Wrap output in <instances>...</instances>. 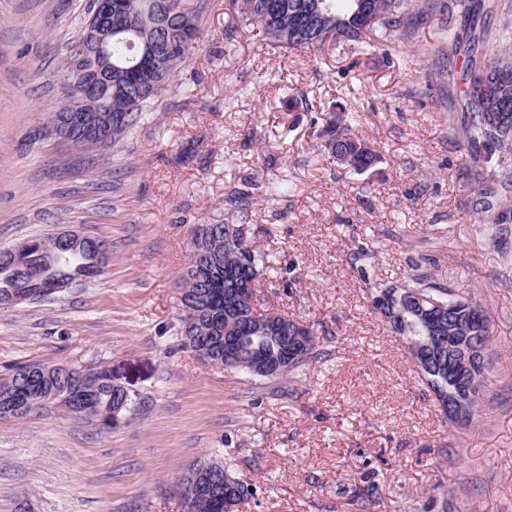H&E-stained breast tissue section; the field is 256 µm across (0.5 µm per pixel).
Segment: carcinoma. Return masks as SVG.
<instances>
[{"instance_id": "cac0c4a2", "label": "carcinoma", "mask_w": 512, "mask_h": 512, "mask_svg": "<svg viewBox=\"0 0 512 512\" xmlns=\"http://www.w3.org/2000/svg\"><path fill=\"white\" fill-rule=\"evenodd\" d=\"M170 20L181 31V43L172 50L160 53L152 62L144 63L142 38L144 26L150 21L157 7L154 0H123L125 16L112 25V112H126L125 123L112 127V142H118L138 121L142 112L157 97L182 64L190 61L200 50V34L197 26L198 8L187 0H163ZM402 0H380L382 15L373 23L356 12V0H324L322 14L315 18L310 30L288 31V14H296L314 3V0H233L232 8L239 11L243 19L258 26L267 39L288 50L323 51L341 41L362 42L377 28L389 29L401 25L397 10ZM467 89L463 111L466 112L464 134L470 144L484 141L495 144L504 151L512 150V62L496 59L483 64L470 61L466 67ZM355 116L340 108L326 120L324 149L336 162L350 173L360 175L373 169L380 162L378 151L352 133ZM224 230L222 244L216 247L212 263L203 265L197 253L190 255L189 264L181 280L182 290L188 300L182 309V325H196L197 336L188 347L194 351L212 350L224 345V340L207 334L206 320L224 315V299L211 298L198 293L200 278H205L213 288H233L232 279H224L230 272L246 279L257 280L268 256L246 241L241 224H199L196 233L202 235L212 228ZM32 253L41 254L43 263L31 266V276L57 275L74 280L90 278L99 273L101 262L95 254L81 247L69 251H58L53 237L47 236L31 242ZM28 281L21 279L10 267L0 264V298L16 288H23ZM397 299L392 309L393 321L403 316L407 322L408 336L421 342L428 330L414 313L421 307L450 309L448 336H489V321L484 310L467 299L452 297L451 291L431 280L428 273L412 268L407 280L393 287ZM242 355L231 370L251 374L250 360L253 355L282 356L287 352V338L267 330L265 318L250 316L242 320ZM325 357L316 347V338L299 355L288 360L286 368L267 379H279L296 375L314 360ZM43 362H23L12 365L0 378V417L22 418L43 403L53 400L51 391L63 381L74 388L79 407L93 409V417L104 425H112V380L109 369L102 365L80 366L70 369L67 377L45 376ZM480 379L478 387L470 395H464L462 407L458 409L460 421L470 420L477 412L483 391L489 386L484 370L475 369ZM29 378L31 391L27 401H21L9 383L17 377ZM224 465L218 461H201L187 469L178 479L174 490L182 500L193 496L192 512H218L211 501L197 494V487L204 480L203 472L220 470Z\"/></svg>"}]
</instances>
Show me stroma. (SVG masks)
<instances>
[{
  "mask_svg": "<svg viewBox=\"0 0 512 512\" xmlns=\"http://www.w3.org/2000/svg\"><path fill=\"white\" fill-rule=\"evenodd\" d=\"M192 2L198 54L92 151L46 132L89 0H0V250L65 231L110 250L99 275L0 306V367L103 364L129 396L109 426L56 400L0 418V512H181L175 482L208 458L248 486L239 512H512V186L481 179L489 150L465 146L453 106L469 44L512 57V0H482L473 28L452 0H406L399 27L322 53L255 35L226 0ZM334 102L380 151L373 171L324 150ZM236 188L248 209L227 205ZM224 223L270 255L259 310L318 324L325 360L268 380L184 346L193 230ZM420 261L490 322L466 426L372 308ZM485 367L483 369H475V373L480 379V383L477 384V388L472 391L471 396L467 393L464 395V402L462 407L458 409V414L460 419L453 420L452 422H465L469 421L477 412L480 405V400L482 398L483 391L489 386V378L488 375L484 376ZM477 376L473 374V379L471 381V386H475L479 381Z\"/></svg>",
  "mask_w": 512,
  "mask_h": 512,
  "instance_id": "1",
  "label": "stroma"
}]
</instances>
